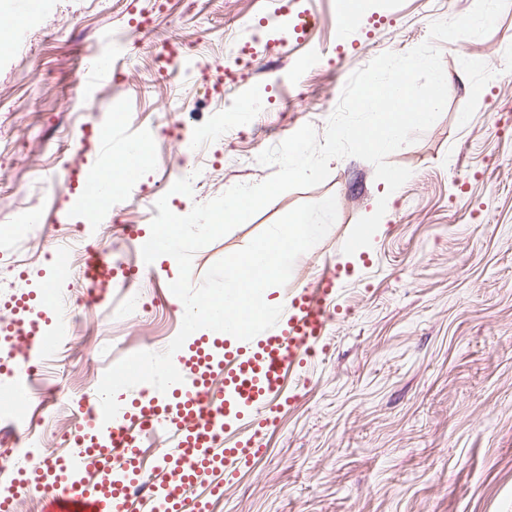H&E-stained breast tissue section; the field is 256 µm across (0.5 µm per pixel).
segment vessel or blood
Listing matches in <instances>:
<instances>
[{
  "label": "vessel or blood",
  "instance_id": "obj_1",
  "mask_svg": "<svg viewBox=\"0 0 512 512\" xmlns=\"http://www.w3.org/2000/svg\"><path fill=\"white\" fill-rule=\"evenodd\" d=\"M77 202L98 197L104 189L101 170L76 155L65 178ZM116 262L101 248L88 252L83 278L89 302L101 303L113 288ZM338 274L323 271L302 291L288 297L277 324L246 342L196 338L192 354H178L181 384L169 392L134 401L121 417L104 421L100 405L87 409L93 430L76 426L78 454L56 460L47 471L22 480L43 492V512H128L138 488H146L148 512H206L207 502L192 490L205 476L248 462L261 451L271 424L268 411L278 407L282 382L326 338L338 307ZM11 351L22 366L47 352L52 337L37 324L9 328ZM246 420L250 433L227 442L236 422ZM168 442L154 477L141 471L139 449L145 437Z\"/></svg>",
  "mask_w": 512,
  "mask_h": 512
}]
</instances>
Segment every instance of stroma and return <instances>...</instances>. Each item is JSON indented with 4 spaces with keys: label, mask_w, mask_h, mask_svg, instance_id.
<instances>
[{
    "label": "stroma",
    "mask_w": 512,
    "mask_h": 512,
    "mask_svg": "<svg viewBox=\"0 0 512 512\" xmlns=\"http://www.w3.org/2000/svg\"><path fill=\"white\" fill-rule=\"evenodd\" d=\"M312 11L317 27L291 39L289 15ZM473 0H364L360 20L336 37L337 0H47L30 22L0 13L8 47L0 56V234L13 211L31 206L51 231L46 239L0 253V325L15 316L11 296L42 292L85 297V281L54 279L44 259L66 225L70 200L45 183L64 177L84 129L108 127L113 96L124 100L125 124L113 147L154 125L182 121L205 163L191 195L174 207L191 211L203 193L221 195L257 184L273 167L255 158L304 124L324 135L349 76L385 52L423 43L433 21L467 14ZM150 18L131 55L113 53L116 83L91 86L82 111L69 98L84 81V62L111 51L113 37ZM191 40L187 72L163 77L166 41ZM447 101L417 140L389 155L411 170L387 192L370 162L332 160L319 185L290 190L249 220L198 250L191 282L200 285L218 260L299 204L335 197L337 219L302 254L276 295L306 288L324 267H337L339 313L305 372L285 381L297 394L273 413L264 454L227 479L215 512H512V5L482 37L440 43ZM267 87L262 116L248 91ZM181 140L156 138L136 184L154 189L172 180ZM387 208L371 246L345 255L357 220L380 196ZM152 211L131 195L116 202L97 241L113 256L138 263L139 249L122 234ZM144 288H116L85 310L80 325L89 362L57 347L43 382L67 390L66 416L92 395L95 381L126 350L161 352L179 331L169 285L173 260L156 262Z\"/></svg>",
    "instance_id": "1"
}]
</instances>
